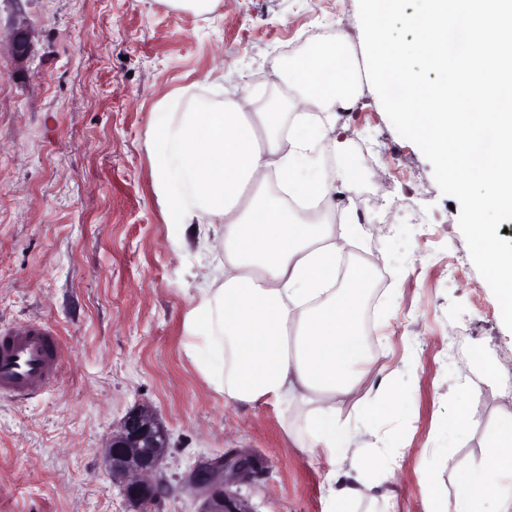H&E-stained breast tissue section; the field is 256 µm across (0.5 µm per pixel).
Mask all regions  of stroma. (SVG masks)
<instances>
[{
	"label": "stroma",
	"instance_id": "1",
	"mask_svg": "<svg viewBox=\"0 0 512 512\" xmlns=\"http://www.w3.org/2000/svg\"><path fill=\"white\" fill-rule=\"evenodd\" d=\"M219 11L209 22L167 0H0V326L47 319L61 351L42 392L0 397V512H197L188 475L230 453L258 463L230 487L252 512H326L327 468L297 447L287 413L226 400L184 352L198 258L170 246L180 226L154 186L152 107L178 89L229 103L245 85L266 104L285 57L320 42L364 64L358 0H223ZM19 26L32 39L23 60L9 45ZM218 66L223 86L205 84ZM355 94L317 163L329 178L364 173L349 199L365 216L360 252L385 272L371 321L385 342L341 414L354 417L383 378L405 402L377 416L403 448L396 481L374 499L348 498L345 512H425L431 495H454L449 460H482L507 407L498 388L512 382V331L431 164L395 130L366 74ZM483 347L500 378L469 393L471 429L456 436L457 368H478ZM141 406L169 447L157 473L166 491L138 510L104 452Z\"/></svg>",
	"mask_w": 512,
	"mask_h": 512
}]
</instances>
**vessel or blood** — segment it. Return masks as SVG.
Masks as SVG:
<instances>
[{"instance_id": "obj_1", "label": "vessel or blood", "mask_w": 512, "mask_h": 512, "mask_svg": "<svg viewBox=\"0 0 512 512\" xmlns=\"http://www.w3.org/2000/svg\"><path fill=\"white\" fill-rule=\"evenodd\" d=\"M61 356L43 320L0 329V395L24 398L56 379Z\"/></svg>"}]
</instances>
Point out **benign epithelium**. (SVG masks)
I'll use <instances>...</instances> for the list:
<instances>
[{"instance_id": "7a95c632", "label": "benign epithelium", "mask_w": 512, "mask_h": 512, "mask_svg": "<svg viewBox=\"0 0 512 512\" xmlns=\"http://www.w3.org/2000/svg\"><path fill=\"white\" fill-rule=\"evenodd\" d=\"M31 49V35L17 27L11 35V51L25 57ZM168 448V437L149 407L130 411L118 431L106 446V458L112 477L122 479L129 501L143 504L165 491V485L155 479L159 464ZM255 468L246 457L222 456L199 464L193 471L188 487L199 492L203 500L199 512H252L237 496L224 488V472L232 479L243 481Z\"/></svg>"}]
</instances>
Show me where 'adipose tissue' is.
<instances>
[{"label":"adipose tissue","mask_w":512,"mask_h":512,"mask_svg":"<svg viewBox=\"0 0 512 512\" xmlns=\"http://www.w3.org/2000/svg\"><path fill=\"white\" fill-rule=\"evenodd\" d=\"M290 107L332 112L354 103L355 75L342 55L309 52L281 73ZM177 95L159 100L155 125L162 154L156 191L180 224L174 250L196 245L204 255L188 291L185 352L225 399H270L305 416L300 447L329 465L328 512L348 496L372 497L391 477L396 456L374 425L379 405L400 404L389 382L378 405L355 422L340 407L370 374L371 340L360 326L365 265L336 280L340 256L356 244L351 224H312L288 206V196L326 198L334 189L314 167V154L334 139L335 123H298L282 134L276 112L239 101H211L176 113ZM461 476L448 512H512V411H502L486 435L483 461L456 463Z\"/></svg>","instance_id":"adipose-tissue-1"}]
</instances>
